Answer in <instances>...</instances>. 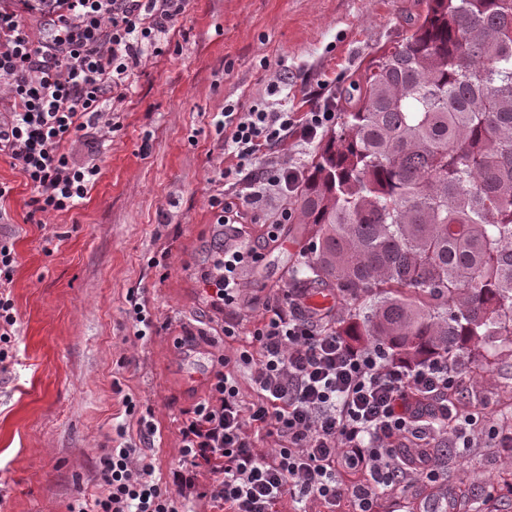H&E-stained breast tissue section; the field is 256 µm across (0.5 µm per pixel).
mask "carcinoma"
<instances>
[{
    "instance_id": "obj_1",
    "label": "carcinoma",
    "mask_w": 512,
    "mask_h": 512,
    "mask_svg": "<svg viewBox=\"0 0 512 512\" xmlns=\"http://www.w3.org/2000/svg\"><path fill=\"white\" fill-rule=\"evenodd\" d=\"M353 80L294 200L303 287L389 359L512 338V0H426Z\"/></svg>"
}]
</instances>
